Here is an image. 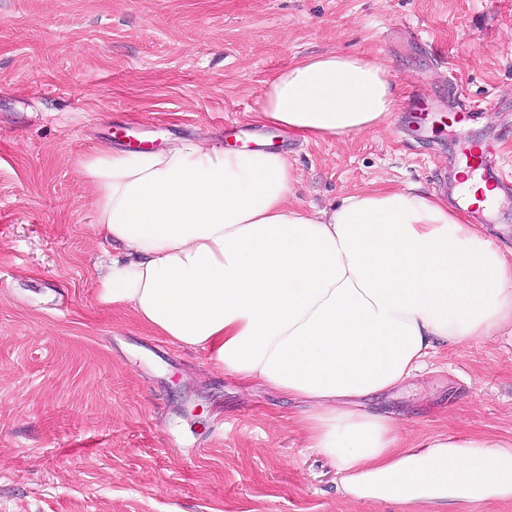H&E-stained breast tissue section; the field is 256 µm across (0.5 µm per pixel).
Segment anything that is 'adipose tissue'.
I'll use <instances>...</instances> for the list:
<instances>
[{
    "label": "adipose tissue",
    "instance_id": "adipose-tissue-1",
    "mask_svg": "<svg viewBox=\"0 0 512 512\" xmlns=\"http://www.w3.org/2000/svg\"><path fill=\"white\" fill-rule=\"evenodd\" d=\"M395 101L383 61L330 52L281 70L252 118L306 141L347 139ZM81 170L97 229L134 254L101 268L99 302L300 401L304 445L333 464L350 502L512 503V439L410 437L361 407L442 347L512 342V260L443 194L364 190L311 211L293 201L287 153L203 138L101 149Z\"/></svg>",
    "mask_w": 512,
    "mask_h": 512
}]
</instances>
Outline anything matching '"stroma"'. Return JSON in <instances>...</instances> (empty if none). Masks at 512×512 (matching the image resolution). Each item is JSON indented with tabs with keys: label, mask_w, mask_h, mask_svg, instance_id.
<instances>
[{
	"label": "stroma",
	"mask_w": 512,
	"mask_h": 512,
	"mask_svg": "<svg viewBox=\"0 0 512 512\" xmlns=\"http://www.w3.org/2000/svg\"><path fill=\"white\" fill-rule=\"evenodd\" d=\"M386 62L387 122L306 142L249 120L274 74ZM287 150L295 200L441 191L466 144L512 173V0H0V512H402L348 502L287 397L97 300L126 257L79 162L176 138ZM408 435L512 438V344L441 349L381 399Z\"/></svg>",
	"instance_id": "stroma-1"
}]
</instances>
